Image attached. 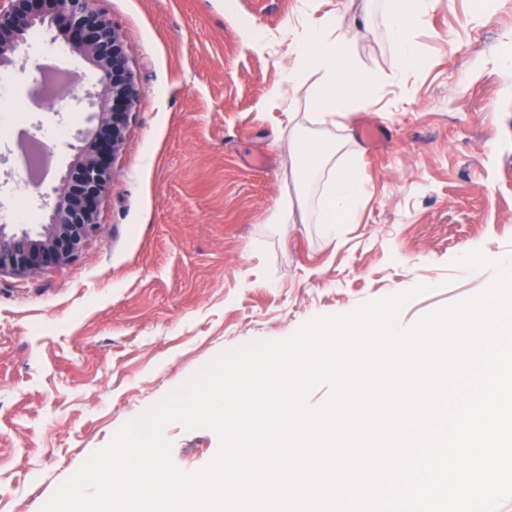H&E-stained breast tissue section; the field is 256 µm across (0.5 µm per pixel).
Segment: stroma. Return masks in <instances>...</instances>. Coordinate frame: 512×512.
<instances>
[{"instance_id":"35a3bbf8","label":"stroma","mask_w":512,"mask_h":512,"mask_svg":"<svg viewBox=\"0 0 512 512\" xmlns=\"http://www.w3.org/2000/svg\"><path fill=\"white\" fill-rule=\"evenodd\" d=\"M387 4L318 0L343 24L367 22L357 60L382 78L376 105L322 127L318 74L291 85L282 68L302 0L229 12L222 0H102L141 95L99 236L63 269L0 275V512H41L127 421L228 348L406 292L410 327L492 283L458 260L512 255V0L482 16L473 0H432L409 23L420 62L406 71ZM252 25L262 46L243 37ZM362 119L388 129L383 150L358 141ZM300 137L336 142L334 163L366 185L332 239L320 183L294 179ZM290 197L304 221L270 223ZM165 435L186 471L220 446L209 428Z\"/></svg>"}]
</instances>
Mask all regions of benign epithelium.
<instances>
[{
    "mask_svg": "<svg viewBox=\"0 0 512 512\" xmlns=\"http://www.w3.org/2000/svg\"><path fill=\"white\" fill-rule=\"evenodd\" d=\"M53 28L94 68V82L71 90L72 109L93 127L78 133L68 170L50 188L34 187L48 211L39 230L6 231L0 223V274L30 278L73 263L99 233L104 198L112 188L140 96L121 35L99 0H0V72L16 66L27 34Z\"/></svg>",
    "mask_w": 512,
    "mask_h": 512,
    "instance_id": "7a95c632",
    "label": "benign epithelium"
}]
</instances>
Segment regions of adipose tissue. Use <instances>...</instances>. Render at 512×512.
Returning <instances> with one entry per match:
<instances>
[{"label":"adipose tissue","instance_id":"adipose-tissue-1","mask_svg":"<svg viewBox=\"0 0 512 512\" xmlns=\"http://www.w3.org/2000/svg\"><path fill=\"white\" fill-rule=\"evenodd\" d=\"M424 10L423 0H403L401 10L389 11L384 17L401 69L410 68L418 58L417 48L406 31L405 18L422 14ZM356 36V31L342 28L337 16L318 15L311 0H305L284 70L287 81L292 84L308 72L319 73L320 82L312 93L316 124H335L337 118L372 106L376 99L380 79L360 67L355 53ZM292 149L298 181L322 176L325 229L328 234H335L337 225L353 221L365 195L362 180L352 170L330 167L328 151L318 142L297 140Z\"/></svg>","mask_w":512,"mask_h":512}]
</instances>
